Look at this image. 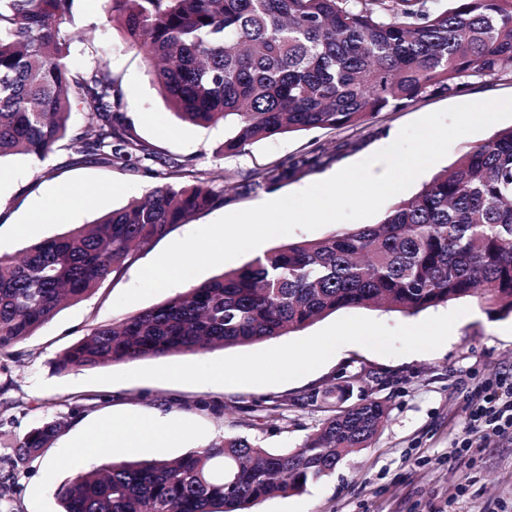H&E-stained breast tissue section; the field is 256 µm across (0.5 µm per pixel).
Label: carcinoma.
<instances>
[{
  "instance_id": "cac0c4a2",
  "label": "carcinoma",
  "mask_w": 512,
  "mask_h": 512,
  "mask_svg": "<svg viewBox=\"0 0 512 512\" xmlns=\"http://www.w3.org/2000/svg\"><path fill=\"white\" fill-rule=\"evenodd\" d=\"M106 22L143 53L175 114L224 123L237 154L279 134L357 126L476 75L512 71V0H110ZM74 0H0V158H45L69 139L88 160L151 159L122 113L111 71L75 70L65 27ZM89 122L70 133L73 112ZM292 165L262 175L285 180ZM223 198L204 183H166L90 224L0 257V354L33 336L66 305L131 268L174 225ZM464 298L512 313V127L495 132L402 199L377 224L289 242L194 285L66 348L61 371L302 331L343 308L414 315ZM349 388L323 394L330 415L300 447L271 453L224 436L182 456L76 472L58 491L62 512H247L300 493L370 447L389 406L347 405ZM54 419L17 444L16 464L51 446Z\"/></svg>"
}]
</instances>
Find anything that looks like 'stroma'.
<instances>
[{
    "label": "stroma",
    "instance_id": "stroma-1",
    "mask_svg": "<svg viewBox=\"0 0 512 512\" xmlns=\"http://www.w3.org/2000/svg\"><path fill=\"white\" fill-rule=\"evenodd\" d=\"M109 0H77L67 24L73 36L75 70L108 67L124 92V113L134 135L156 161L138 165L82 160L68 140L39 160L0 159V256L57 236L73 224H88L160 186L158 159L188 162L185 183L223 171L215 190L223 205L175 225L137 266L109 277L87 299L69 305L34 336L0 355V512H60L57 491L72 473V446L98 423L121 426L135 416H157L180 432L172 445L116 448L92 466L115 461L168 459L224 435L245 436L271 452L300 446L325 418L315 392L343 381L355 398H380L388 418L371 447L348 455L334 473L298 494L258 502L251 512H512V434L488 433L460 448L478 389L512 377V315L488 313L460 300L414 316L375 308H346L300 332L251 345L141 358L107 367L61 371L60 353L91 327L121 322L177 295L167 289L148 299L114 308L133 286L141 265L170 243L218 218L256 207L319 182L330 171L366 159L391 143L407 124L452 106L512 96V73L471 78L451 93L418 98L380 112L358 126L275 135L234 155L221 152L224 127L180 121L155 87L145 63L119 28L106 24ZM310 157L288 180L259 184L258 174ZM78 184L88 197L67 215L58 194ZM52 211L44 224H29L35 208ZM336 336V349L313 361L302 346L319 336ZM287 363L276 374L255 371L273 358ZM234 371L221 382L206 377L210 365ZM86 404L72 415L77 404ZM67 424L50 448L26 464L15 462L16 443L48 419Z\"/></svg>",
    "mask_w": 512,
    "mask_h": 512
}]
</instances>
